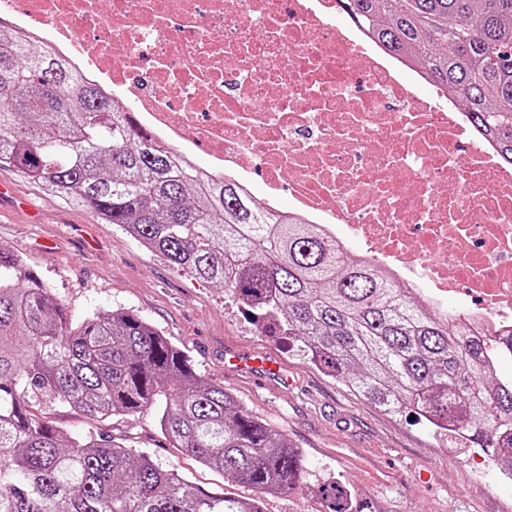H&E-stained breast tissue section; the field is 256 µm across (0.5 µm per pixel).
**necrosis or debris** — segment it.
I'll return each instance as SVG.
<instances>
[{
	"label": "necrosis or debris",
	"mask_w": 512,
	"mask_h": 512,
	"mask_svg": "<svg viewBox=\"0 0 512 512\" xmlns=\"http://www.w3.org/2000/svg\"><path fill=\"white\" fill-rule=\"evenodd\" d=\"M338 0H0V19L130 100L161 147L287 186L345 260L388 268L486 340L512 329V166L458 96L422 95ZM362 242L361 252L349 246Z\"/></svg>",
	"instance_id": "obj_1"
}]
</instances>
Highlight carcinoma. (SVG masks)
Here are the masks:
<instances>
[{"label": "carcinoma", "instance_id": "1", "mask_svg": "<svg viewBox=\"0 0 512 512\" xmlns=\"http://www.w3.org/2000/svg\"><path fill=\"white\" fill-rule=\"evenodd\" d=\"M389 53L457 92L512 163V0H341ZM40 183L230 294L253 323L393 414L458 433L512 477V329L489 346L318 224L272 214L149 136L52 49L0 23V167ZM69 407L105 423L154 415L172 448L253 491L202 490L103 429L66 433ZM304 456L132 310L76 320L20 255L0 249V512H264L301 486ZM329 512L348 491L319 489Z\"/></svg>", "mask_w": 512, "mask_h": 512}]
</instances>
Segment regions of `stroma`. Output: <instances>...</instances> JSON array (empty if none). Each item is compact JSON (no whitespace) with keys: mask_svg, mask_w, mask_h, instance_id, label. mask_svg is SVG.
<instances>
[{"mask_svg":"<svg viewBox=\"0 0 512 512\" xmlns=\"http://www.w3.org/2000/svg\"><path fill=\"white\" fill-rule=\"evenodd\" d=\"M0 247L24 256L74 318L125 308L161 328L203 380L300 448L303 490L267 498L265 512H326L313 490L330 477L349 489L351 512H512V480L481 450L360 398L288 338L261 333L222 289L8 167L0 168ZM240 357L271 360L278 371L257 374L237 365ZM108 430L199 488L225 486L220 473L169 447L152 413L115 417Z\"/></svg>","mask_w":512,"mask_h":512,"instance_id":"stroma-1","label":"stroma"}]
</instances>
